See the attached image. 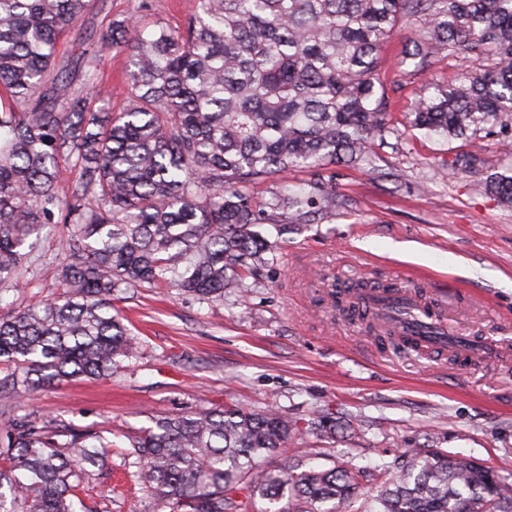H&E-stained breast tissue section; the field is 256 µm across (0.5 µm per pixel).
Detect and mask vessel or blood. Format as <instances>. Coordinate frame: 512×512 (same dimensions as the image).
<instances>
[{"label": "vessel or blood", "mask_w": 512, "mask_h": 512, "mask_svg": "<svg viewBox=\"0 0 512 512\" xmlns=\"http://www.w3.org/2000/svg\"><path fill=\"white\" fill-rule=\"evenodd\" d=\"M361 305L374 314L384 331L416 343L421 353L454 350L471 359L493 360L501 354L496 341L460 336L448 328L438 299H423L420 292L405 288L360 290Z\"/></svg>", "instance_id": "obj_1"}]
</instances>
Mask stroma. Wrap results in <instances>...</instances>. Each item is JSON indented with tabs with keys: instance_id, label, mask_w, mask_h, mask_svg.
<instances>
[{
	"instance_id": "stroma-1",
	"label": "stroma",
	"mask_w": 512,
	"mask_h": 512,
	"mask_svg": "<svg viewBox=\"0 0 512 512\" xmlns=\"http://www.w3.org/2000/svg\"><path fill=\"white\" fill-rule=\"evenodd\" d=\"M196 0H91L79 35L58 47L77 59L97 42L104 18L141 11L177 26ZM410 29L384 48L379 70L393 131L374 142L370 164L327 166L333 213L292 224L276 261L254 269L247 296L201 300L164 288L124 294L115 305L142 353L96 380L0 397V427L33 414L59 428L98 432L117 446L93 468L84 512H142L119 449L129 430L203 407L275 409L302 424L288 455L329 466L355 459L391 466L409 448H442L512 472V355L459 365L451 353L422 356L377 343L378 329L348 319L335 291L359 283L411 288L431 283L450 322L512 346V207L489 195L487 170L512 156V138L479 133L449 143L407 130L405 117L428 79L456 81L461 64L401 66ZM481 163L464 170L456 155ZM66 224L46 225L20 276L0 290V316L53 296ZM336 438L306 431L318 413ZM288 455L275 456L285 464Z\"/></svg>"
}]
</instances>
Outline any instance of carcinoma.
Wrapping results in <instances>:
<instances>
[{
    "label": "carcinoma",
    "mask_w": 512,
    "mask_h": 512,
    "mask_svg": "<svg viewBox=\"0 0 512 512\" xmlns=\"http://www.w3.org/2000/svg\"><path fill=\"white\" fill-rule=\"evenodd\" d=\"M88 0H0V287L8 288L47 224H70L52 299L0 317L11 388L112 373L141 354L114 312L118 295L165 286L208 299L248 293L242 273L275 243L248 186L293 168L369 159L390 130L380 55L419 22L404 60L461 59L457 83H429L409 126L451 142L512 124V0H197L183 25L110 19L99 45L128 57L121 102L98 96L97 53L71 67L58 45L80 29ZM75 173L65 196L56 172ZM512 205V167L487 175ZM269 208L308 224L336 209L318 179L279 187ZM316 434L336 439L319 415ZM297 422L274 410L211 407L164 417L129 437V477L162 512H338L361 481L364 512H512V473L441 448H410L401 467L330 468L283 453ZM58 430L30 415L0 429V512H76L86 465L112 440Z\"/></svg>",
    "instance_id": "obj_1"
}]
</instances>
